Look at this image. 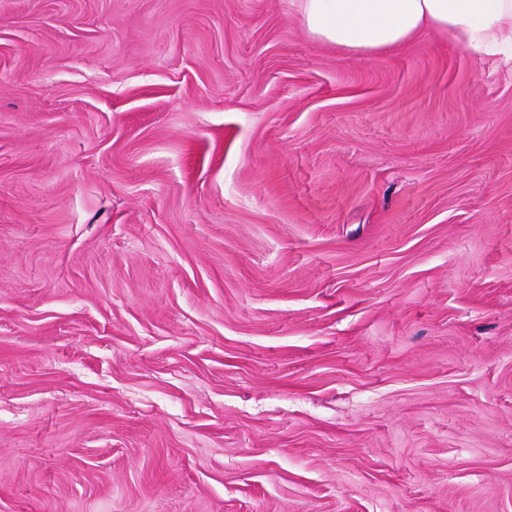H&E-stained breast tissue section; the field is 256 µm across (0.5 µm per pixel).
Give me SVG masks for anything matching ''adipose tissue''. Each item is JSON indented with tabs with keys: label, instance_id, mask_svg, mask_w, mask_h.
<instances>
[{
	"label": "adipose tissue",
	"instance_id": "obj_1",
	"mask_svg": "<svg viewBox=\"0 0 512 512\" xmlns=\"http://www.w3.org/2000/svg\"><path fill=\"white\" fill-rule=\"evenodd\" d=\"M297 9L313 39L351 52L380 54L432 29L512 58V0H298Z\"/></svg>",
	"mask_w": 512,
	"mask_h": 512
}]
</instances>
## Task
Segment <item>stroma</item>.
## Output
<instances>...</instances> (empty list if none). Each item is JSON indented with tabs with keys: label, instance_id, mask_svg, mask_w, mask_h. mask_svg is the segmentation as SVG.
Masks as SVG:
<instances>
[{
	"label": "stroma",
	"instance_id": "obj_1",
	"mask_svg": "<svg viewBox=\"0 0 512 512\" xmlns=\"http://www.w3.org/2000/svg\"><path fill=\"white\" fill-rule=\"evenodd\" d=\"M0 512H512V61L0 0Z\"/></svg>",
	"mask_w": 512,
	"mask_h": 512
}]
</instances>
